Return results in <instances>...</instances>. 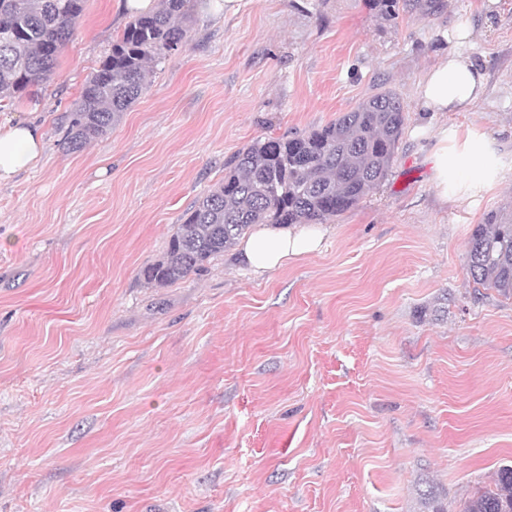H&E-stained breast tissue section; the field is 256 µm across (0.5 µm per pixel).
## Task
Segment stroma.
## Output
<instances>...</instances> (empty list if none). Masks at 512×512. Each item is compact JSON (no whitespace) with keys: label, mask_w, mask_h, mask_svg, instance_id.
Segmentation results:
<instances>
[{"label":"stroma","mask_w":512,"mask_h":512,"mask_svg":"<svg viewBox=\"0 0 512 512\" xmlns=\"http://www.w3.org/2000/svg\"><path fill=\"white\" fill-rule=\"evenodd\" d=\"M464 13L488 94L441 120L487 133L506 168L475 207L437 194L417 133L416 84ZM130 19L87 0L54 81L0 112L44 139L0 185V512H419L425 479L456 512L512 464V297L466 272L474 228L512 213V0L194 10L112 131L64 151ZM383 88L406 117L390 171L324 223L321 251L259 274L235 246L144 281L239 149ZM382 15L392 17L399 15L400 4L401 10L409 8L419 9L425 14H433L443 9L444 3L442 0H373Z\"/></svg>","instance_id":"obj_1"}]
</instances>
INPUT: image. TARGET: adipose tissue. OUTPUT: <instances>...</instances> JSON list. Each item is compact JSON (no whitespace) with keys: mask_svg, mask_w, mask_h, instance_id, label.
I'll use <instances>...</instances> for the list:
<instances>
[{"mask_svg":"<svg viewBox=\"0 0 512 512\" xmlns=\"http://www.w3.org/2000/svg\"><path fill=\"white\" fill-rule=\"evenodd\" d=\"M475 26L464 16L451 27L453 48L425 71L416 86L422 111L468 112L486 93V75L470 54ZM436 141L432 156V182L439 194L457 202L479 203L483 194L500 184L504 169L490 138L483 132L460 131L444 124L433 126ZM43 135L38 126L16 123L0 126V184L38 165ZM323 234L317 229L259 230L242 242L247 262L259 272L285 266L290 258L320 251Z\"/></svg>","mask_w":512,"mask_h":512,"instance_id":"ef3b65f1","label":"adipose tissue"}]
</instances>
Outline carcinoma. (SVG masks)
Here are the masks:
<instances>
[{
  "mask_svg": "<svg viewBox=\"0 0 512 512\" xmlns=\"http://www.w3.org/2000/svg\"><path fill=\"white\" fill-rule=\"evenodd\" d=\"M193 0H161L131 19L71 110L63 149L76 152L106 136L149 83L151 63L184 47ZM382 15L409 8L433 14L443 0H375ZM85 0H0V103L49 82L77 36ZM405 124L391 90L365 99L306 135L256 140L227 164L224 182L194 202L171 235L164 256L145 267L147 284L163 287L201 270L254 224H323L355 206L386 175ZM467 273L477 288L512 296V214L473 230ZM423 512H448L436 484L419 483ZM459 512H512V465L493 486L476 491Z\"/></svg>",
  "mask_w": 512,
  "mask_h": 512,
  "instance_id": "cac0c4a2",
  "label": "carcinoma"
}]
</instances>
